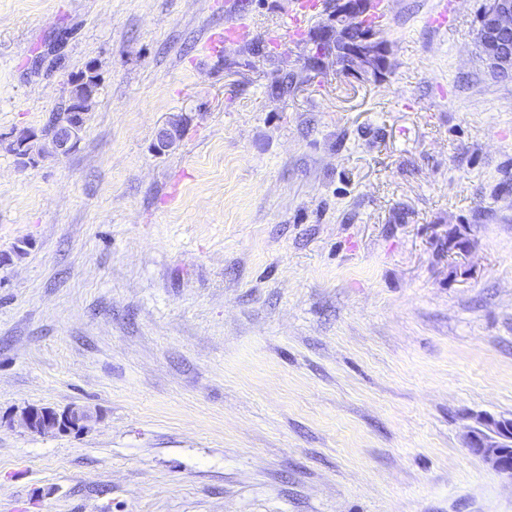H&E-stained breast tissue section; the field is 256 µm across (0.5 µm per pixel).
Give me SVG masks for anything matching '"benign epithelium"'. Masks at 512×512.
Returning <instances> with one entry per match:
<instances>
[{"label": "benign epithelium", "instance_id": "1", "mask_svg": "<svg viewBox=\"0 0 512 512\" xmlns=\"http://www.w3.org/2000/svg\"><path fill=\"white\" fill-rule=\"evenodd\" d=\"M377 11V0H336V8L315 33L325 46L322 63L359 81H381L390 71L391 52L374 28L362 25L363 19ZM475 46L488 72L512 77V0H490L482 11L475 32ZM93 97L72 102V119L52 122L43 133L56 139L57 155H67L78 143L83 121ZM178 126L168 124L158 133V148L167 149L178 138ZM91 421L81 406L57 412L29 406L18 417L19 424L37 434L81 432ZM467 448L512 482V418L480 416L466 434Z\"/></svg>", "mask_w": 512, "mask_h": 512}]
</instances>
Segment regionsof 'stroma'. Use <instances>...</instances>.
<instances>
[{
	"instance_id": "obj_1",
	"label": "stroma",
	"mask_w": 512,
	"mask_h": 512,
	"mask_svg": "<svg viewBox=\"0 0 512 512\" xmlns=\"http://www.w3.org/2000/svg\"><path fill=\"white\" fill-rule=\"evenodd\" d=\"M224 2L0 0V512H512L466 445L512 417L487 0H387L378 83L314 62L331 0L294 38L291 0H233L213 55ZM91 63L77 147L20 163ZM74 405L79 434L11 421ZM249 27L240 21L235 12H227L224 21V39L213 41L211 49L217 50L227 41H242L249 36Z\"/></svg>"
}]
</instances>
